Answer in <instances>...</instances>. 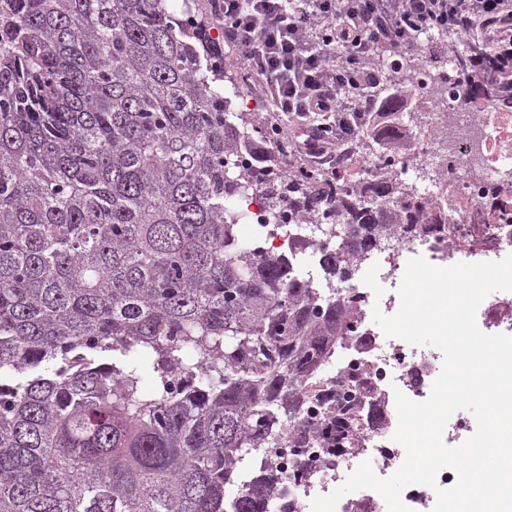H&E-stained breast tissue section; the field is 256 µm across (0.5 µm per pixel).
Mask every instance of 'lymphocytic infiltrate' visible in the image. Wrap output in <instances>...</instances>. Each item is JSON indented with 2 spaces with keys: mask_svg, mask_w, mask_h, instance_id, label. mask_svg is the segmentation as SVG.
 I'll return each instance as SVG.
<instances>
[{
  "mask_svg": "<svg viewBox=\"0 0 512 512\" xmlns=\"http://www.w3.org/2000/svg\"><path fill=\"white\" fill-rule=\"evenodd\" d=\"M216 16L241 57L253 92L276 117L269 149L289 143L305 164H328L348 140V112H372L371 97L346 99L347 86L369 87L374 45H396L410 32L445 30L467 41L483 28L512 61V0H219ZM292 117L296 128L282 126Z\"/></svg>",
  "mask_w": 512,
  "mask_h": 512,
  "instance_id": "obj_1",
  "label": "lymphocytic infiltrate"
}]
</instances>
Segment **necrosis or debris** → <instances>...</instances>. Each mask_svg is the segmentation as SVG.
<instances>
[{
  "instance_id": "obj_1",
  "label": "necrosis or debris",
  "mask_w": 512,
  "mask_h": 512,
  "mask_svg": "<svg viewBox=\"0 0 512 512\" xmlns=\"http://www.w3.org/2000/svg\"><path fill=\"white\" fill-rule=\"evenodd\" d=\"M441 81L427 71L418 78L413 93L429 134L413 142L410 155L394 161L393 166L409 185L415 173L432 167L427 197L437 203L449 200L445 230L427 236L394 230L388 240L347 272L327 281L316 273L310 278L318 296L337 290L355 306L354 334L326 366L322 389H332L336 378L361 374L371 388L370 405L381 410L383 423L376 428L361 424L354 433V449L334 460L325 449L295 445L306 422L329 421L325 404L310 399L290 424L287 437L268 451L282 475L281 490L269 497L270 512H311L314 496L331 492L363 461H370L375 474L382 478L391 476L402 464L405 451L393 439L398 425L395 395L400 392L415 401L425 400L443 361L439 349L385 336L373 320L375 302H382L386 314L397 311L398 288L407 261L421 256L433 265L446 267L495 261L512 251V224L500 222L487 205L497 194L502 175L512 171V113L451 96H435L434 88ZM239 200L247 210L248 223L260 232V252L264 255L290 252L295 228L317 240L321 228L341 221L332 211L302 216L285 199L277 210H270L265 197L252 186L244 188ZM374 264L379 267L378 281L385 290L379 299L362 282L363 274ZM476 321L485 333L512 335V297L488 296L477 311Z\"/></svg>"
}]
</instances>
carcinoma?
I'll return each instance as SVG.
<instances>
[{
  "label": "carcinoma",
  "mask_w": 512,
  "mask_h": 512,
  "mask_svg": "<svg viewBox=\"0 0 512 512\" xmlns=\"http://www.w3.org/2000/svg\"><path fill=\"white\" fill-rule=\"evenodd\" d=\"M403 66L438 63L418 32L377 47V161L406 155ZM457 99L512 110V62L476 31L450 54ZM224 45L169 0H0V512H268L263 453L353 335L238 226L245 179L226 159L266 139L230 120ZM293 205L343 222L336 247L298 238L327 277L396 225L433 233L444 208L372 171L297 169ZM149 366L152 388L142 389ZM330 402L329 447H354L352 394Z\"/></svg>",
  "instance_id": "1"
}]
</instances>
